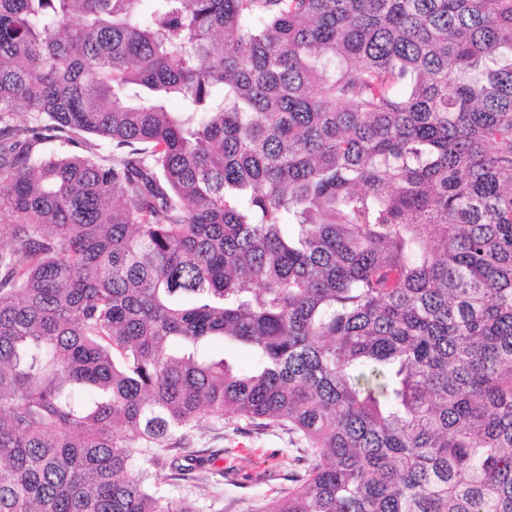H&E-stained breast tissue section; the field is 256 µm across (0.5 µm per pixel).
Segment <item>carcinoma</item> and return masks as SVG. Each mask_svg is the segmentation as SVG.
Masks as SVG:
<instances>
[{
	"label": "carcinoma",
	"instance_id": "carcinoma-1",
	"mask_svg": "<svg viewBox=\"0 0 512 512\" xmlns=\"http://www.w3.org/2000/svg\"><path fill=\"white\" fill-rule=\"evenodd\" d=\"M3 234L0 512H512V0H0ZM211 354L220 356L224 353V358L237 367L247 365L251 360V355L241 346H229L221 340H213L208 345ZM259 422L226 417L215 423L208 419L192 430L182 445L161 451L164 458L208 459L203 468L185 475L167 471L170 496L183 499L193 512H257L259 506L283 495L294 484L288 476L304 465L296 460L305 454L304 445L296 443L286 429L263 427ZM258 448L266 454L265 467L260 470L253 461ZM262 471L267 474L264 478L256 473ZM231 472L237 474L233 480L228 477Z\"/></svg>",
	"mask_w": 512,
	"mask_h": 512
}]
</instances>
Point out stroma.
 <instances>
[{"instance_id": "stroma-1", "label": "stroma", "mask_w": 512, "mask_h": 512, "mask_svg": "<svg viewBox=\"0 0 512 512\" xmlns=\"http://www.w3.org/2000/svg\"><path fill=\"white\" fill-rule=\"evenodd\" d=\"M173 453L200 457L206 464L183 475L171 473L170 496L189 504L193 512H257L287 491L303 446L280 427L208 419Z\"/></svg>"}]
</instances>
